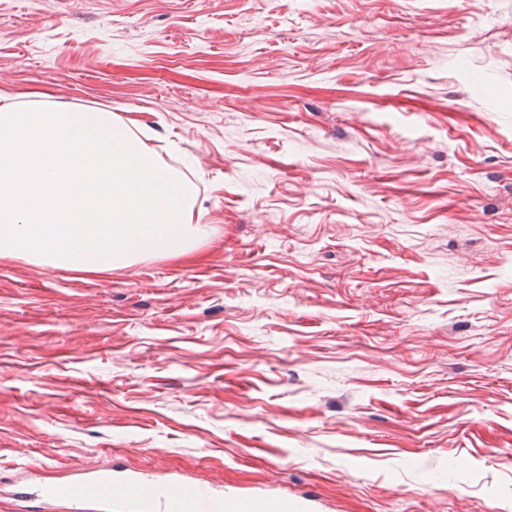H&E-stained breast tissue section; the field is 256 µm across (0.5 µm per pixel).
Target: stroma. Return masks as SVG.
<instances>
[{
    "instance_id": "obj_1",
    "label": "stroma",
    "mask_w": 512,
    "mask_h": 512,
    "mask_svg": "<svg viewBox=\"0 0 512 512\" xmlns=\"http://www.w3.org/2000/svg\"><path fill=\"white\" fill-rule=\"evenodd\" d=\"M0 91L118 114L210 230L0 259V478L512 512V0H0Z\"/></svg>"
}]
</instances>
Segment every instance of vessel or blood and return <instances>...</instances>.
<instances>
[{"instance_id": "obj_1", "label": "vessel or blood", "mask_w": 512, "mask_h": 512, "mask_svg": "<svg viewBox=\"0 0 512 512\" xmlns=\"http://www.w3.org/2000/svg\"><path fill=\"white\" fill-rule=\"evenodd\" d=\"M13 512H28L35 500L42 512H231L223 490L182 481L155 482L91 468L59 483H34L12 492Z\"/></svg>"}]
</instances>
